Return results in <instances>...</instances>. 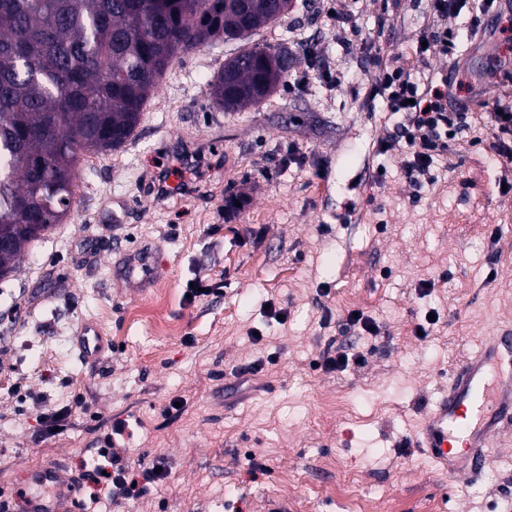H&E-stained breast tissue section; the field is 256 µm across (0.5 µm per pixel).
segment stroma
<instances>
[{
    "mask_svg": "<svg viewBox=\"0 0 512 512\" xmlns=\"http://www.w3.org/2000/svg\"><path fill=\"white\" fill-rule=\"evenodd\" d=\"M336 7L359 29L351 47L327 22ZM431 23L428 0H296L257 41L290 43L304 30L348 83L283 84L245 112L219 111L208 95L224 44L179 55L134 139L81 172L71 218L0 280V495L30 492L39 465L80 480V463L125 420L130 464L160 459L169 476L96 512H350L340 471L370 512H512V423L466 482L449 483L415 445L449 373L512 326V193L498 189L483 108L421 193L404 176L409 153L378 150L392 121L365 47L408 63ZM494 25L498 34L464 42L460 60L436 53L429 63L435 77L507 103L512 79L498 67L512 56V29ZM185 143L200 151L203 175L192 193L158 200L154 178ZM292 147L302 156L293 164ZM200 278L218 294L187 302ZM354 311L377 335L345 332ZM429 311L438 322L419 335ZM86 322L108 340L93 362L77 344ZM333 342L353 343L364 365L323 371ZM257 359L266 366L250 382L232 376ZM78 392L87 411L43 434L39 417ZM336 398L339 413L326 406ZM251 457L264 474L251 476Z\"/></svg>",
    "mask_w": 512,
    "mask_h": 512,
    "instance_id": "35a3bbf8",
    "label": "stroma"
}]
</instances>
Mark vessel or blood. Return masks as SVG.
Masks as SVG:
<instances>
[{
  "mask_svg": "<svg viewBox=\"0 0 512 512\" xmlns=\"http://www.w3.org/2000/svg\"><path fill=\"white\" fill-rule=\"evenodd\" d=\"M78 345L88 359L105 347L94 324H83ZM512 420V331L487 337L480 350L453 371L448 388L425 418L419 445L441 464L449 481L476 476L505 421ZM29 512H60L69 486L56 468H32Z\"/></svg>",
  "mask_w": 512,
  "mask_h": 512,
  "instance_id": "1",
  "label": "vessel or blood"
}]
</instances>
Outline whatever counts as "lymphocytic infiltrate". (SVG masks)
I'll return each mask as SVG.
<instances>
[{"mask_svg": "<svg viewBox=\"0 0 512 512\" xmlns=\"http://www.w3.org/2000/svg\"><path fill=\"white\" fill-rule=\"evenodd\" d=\"M501 12V0H430L433 18L466 15L467 32L474 37L487 33L484 19ZM458 33L451 28L424 30L409 66L395 65L390 50L370 47L374 61L373 81L377 95L385 98L387 109L395 114L392 129L379 138L381 152L387 153L401 147L412 151V158L405 166L411 182H418L427 175L435 160L444 156L448 140L469 127L470 108L466 100L456 98L447 82H435L429 70L430 50L440 54H455ZM132 431L127 421L118 420L102 439L97 450L98 464L85 470L82 487L89 499H97L101 492H109L122 499H136L150 488L167 479L168 473L159 460L129 466L123 447Z\"/></svg>", "mask_w": 512, "mask_h": 512, "instance_id": "lymphocytic-infiltrate-1", "label": "lymphocytic infiltrate"}]
</instances>
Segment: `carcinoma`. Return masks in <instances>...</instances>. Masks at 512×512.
I'll list each match as a JSON object with an SVG mask.
<instances>
[{
  "label": "carcinoma",
  "mask_w": 512,
  "mask_h": 512,
  "mask_svg": "<svg viewBox=\"0 0 512 512\" xmlns=\"http://www.w3.org/2000/svg\"><path fill=\"white\" fill-rule=\"evenodd\" d=\"M274 0H0V280L70 215L91 155L124 147L178 55L239 42L207 82L215 107L260 105L305 53L251 37Z\"/></svg>",
  "instance_id": "cac0c4a2"
}]
</instances>
